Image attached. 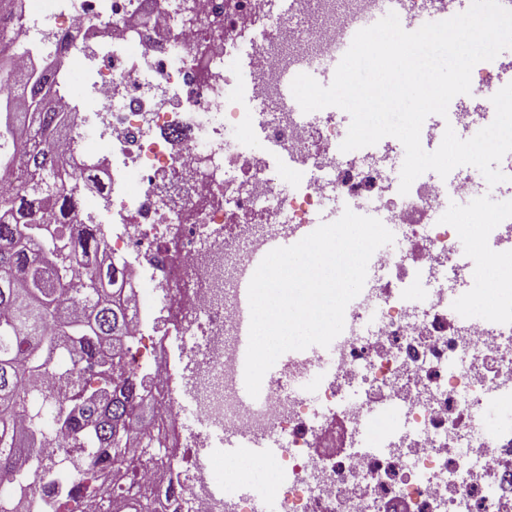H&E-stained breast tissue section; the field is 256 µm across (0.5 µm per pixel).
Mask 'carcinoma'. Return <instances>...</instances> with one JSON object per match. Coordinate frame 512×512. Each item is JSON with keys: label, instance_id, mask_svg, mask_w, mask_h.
Wrapping results in <instances>:
<instances>
[{"label": "carcinoma", "instance_id": "cac0c4a2", "mask_svg": "<svg viewBox=\"0 0 512 512\" xmlns=\"http://www.w3.org/2000/svg\"><path fill=\"white\" fill-rule=\"evenodd\" d=\"M0 0V30L17 24ZM71 130V111L56 99L40 72L13 77L0 96V481L14 491L57 470L55 455L36 453L17 424L26 412L40 422L52 407L64 425L63 456L73 464L70 494L93 493L105 471L127 460L136 435L152 444L148 424L136 429L132 404L143 399L145 380L127 369L124 340L134 291L125 265L112 258L97 224L76 220L75 167L53 149ZM87 268L84 287L67 291L71 267ZM34 375L58 381L35 400L26 395ZM82 455L74 463L72 452ZM122 512H145L148 501L109 493Z\"/></svg>", "mask_w": 512, "mask_h": 512}]
</instances>
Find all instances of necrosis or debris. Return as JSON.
I'll return each mask as SVG.
<instances>
[{"label": "necrosis or debris", "instance_id": "obj_1", "mask_svg": "<svg viewBox=\"0 0 512 512\" xmlns=\"http://www.w3.org/2000/svg\"><path fill=\"white\" fill-rule=\"evenodd\" d=\"M183 4L26 0L9 31L16 62L78 100L59 151L102 160L111 178L78 218L108 228L146 295L130 309L128 361L147 381L161 451L150 462L133 449L119 486L155 512H252L213 485L211 434L222 430L278 438L265 487L278 512H512V422L487 416L512 403V276L489 306L459 289L474 264L512 254V211L485 210L464 166L425 172L400 194L385 170L397 140L341 152L350 115L302 112L287 92L300 73L333 78L355 33L388 12L422 26L427 0H294L287 14L276 0H192L199 17L223 18L218 32L184 23ZM509 68L478 63L470 94L426 118L423 148L448 126L470 138ZM329 199L332 218H378L394 241L372 255L330 347L289 356L245 397L239 290L271 239ZM467 224L485 242L471 260ZM340 418L347 448L335 445ZM185 448L192 458L177 462Z\"/></svg>", "mask_w": 512, "mask_h": 512}]
</instances>
